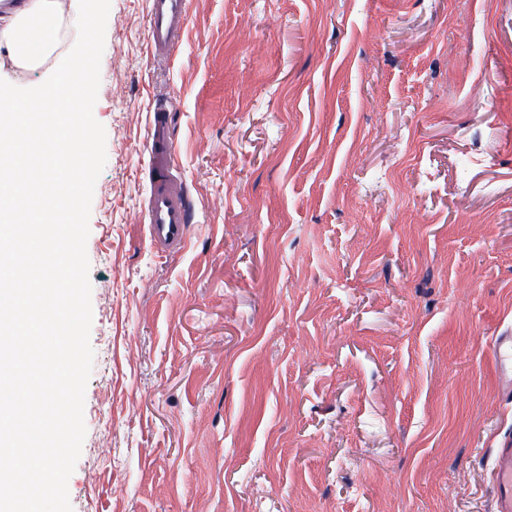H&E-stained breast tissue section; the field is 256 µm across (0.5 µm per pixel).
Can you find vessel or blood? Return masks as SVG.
<instances>
[{"instance_id": "obj_1", "label": "vessel or blood", "mask_w": 512, "mask_h": 512, "mask_svg": "<svg viewBox=\"0 0 512 512\" xmlns=\"http://www.w3.org/2000/svg\"><path fill=\"white\" fill-rule=\"evenodd\" d=\"M189 0H150L148 48L153 58L169 57L187 26ZM150 188L144 222L152 249L177 253L189 240L194 206L176 173L175 145L167 102L155 101L146 133ZM491 486L496 512H512V444L496 452Z\"/></svg>"}]
</instances>
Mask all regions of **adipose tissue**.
I'll return each instance as SVG.
<instances>
[{
	"mask_svg": "<svg viewBox=\"0 0 512 512\" xmlns=\"http://www.w3.org/2000/svg\"><path fill=\"white\" fill-rule=\"evenodd\" d=\"M59 15L58 0H21L0 17V44L18 61H38L55 40Z\"/></svg>",
	"mask_w": 512,
	"mask_h": 512,
	"instance_id": "adipose-tissue-1",
	"label": "adipose tissue"
}]
</instances>
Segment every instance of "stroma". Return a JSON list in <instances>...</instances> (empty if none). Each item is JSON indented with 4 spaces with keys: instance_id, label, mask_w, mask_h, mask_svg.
<instances>
[{
    "instance_id": "stroma-1",
    "label": "stroma",
    "mask_w": 512,
    "mask_h": 512,
    "mask_svg": "<svg viewBox=\"0 0 512 512\" xmlns=\"http://www.w3.org/2000/svg\"><path fill=\"white\" fill-rule=\"evenodd\" d=\"M111 0L72 512H495L512 439V0ZM0 79L43 83L77 38ZM167 100L190 243L146 239ZM148 48L154 59L169 57L187 26L189 0H150ZM491 486L497 512L512 511V444L498 448Z\"/></svg>"
}]
</instances>
